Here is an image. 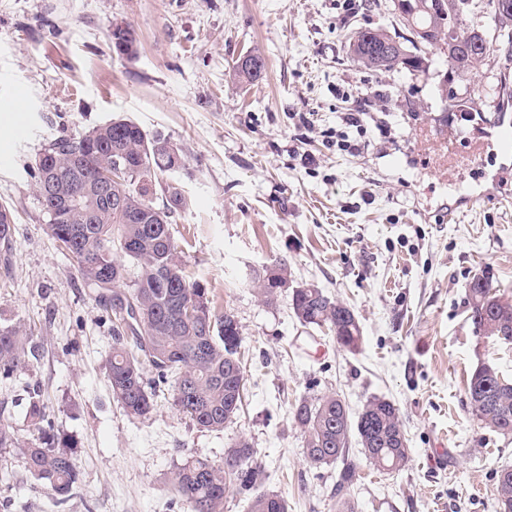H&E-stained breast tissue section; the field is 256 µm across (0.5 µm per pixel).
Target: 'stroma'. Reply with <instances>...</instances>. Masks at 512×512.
Masks as SVG:
<instances>
[{
  "mask_svg": "<svg viewBox=\"0 0 512 512\" xmlns=\"http://www.w3.org/2000/svg\"><path fill=\"white\" fill-rule=\"evenodd\" d=\"M391 0H0V205L11 208L13 276L0 280V327L26 330L28 370L0 376V512H186L170 476L187 459L221 461L244 437L289 512H335L337 465L305 456L291 418L300 400L338 394L357 415L370 399L400 412L410 460L363 466L358 512H494L496 472L512 436L485 427L466 393L484 359L512 374V345L477 337L465 303L473 276L512 298V161L486 143L482 164L444 165L425 132L442 112L437 72H372L349 37L393 25ZM133 31L118 55L113 24ZM266 70L246 81L244 56ZM367 102L364 131L339 113ZM30 126L15 139L9 121ZM164 135L188 198L172 233L210 307L232 312L245 386L223 431L197 428L162 387L154 410L125 412L109 385L112 317L46 230L35 161L57 137L112 120ZM350 147H342L339 130ZM475 195L472 204L461 193ZM277 262L288 285L264 304L254 277ZM321 288L359 320V351L302 326L292 290ZM54 419L53 444L80 477L66 501L26 469L30 391Z\"/></svg>",
  "mask_w": 512,
  "mask_h": 512,
  "instance_id": "35a3bbf8",
  "label": "stroma"
}]
</instances>
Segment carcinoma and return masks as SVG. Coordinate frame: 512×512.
<instances>
[{"label": "carcinoma", "mask_w": 512, "mask_h": 512, "mask_svg": "<svg viewBox=\"0 0 512 512\" xmlns=\"http://www.w3.org/2000/svg\"><path fill=\"white\" fill-rule=\"evenodd\" d=\"M502 0H405L402 13L395 15L408 32L404 36L383 27L360 28L350 38L348 52L353 61L371 71L405 69L422 72L428 64V50L446 57L451 78L440 95L456 99L452 85L471 83L481 67L496 70L498 96L492 108L499 112L509 99V77L496 68L497 52L503 44L512 47V10L500 9ZM98 141L92 153L82 151L86 135L61 136L49 143L44 154L58 171V197L66 196L82 178L112 165V159L128 160V180L113 191L129 196L134 217L125 219L105 203L93 202L96 215L88 223L81 209H74L66 224H49L47 229L61 250L76 263L81 277L99 289L98 302L104 310L128 316L133 345L115 337L109 368L112 395L124 410L145 416L154 408L156 387L172 383V405L198 428L221 431L236 417L243 397L245 375L239 349L226 345L224 325L234 314L219 315L208 304L206 289L188 280L178 245L171 231L167 205L154 203L151 186L171 171V155L160 144V134L148 136L130 120H114L90 131ZM13 225L0 223V268L3 276L12 272L9 258ZM132 239L136 249L126 252L120 244ZM102 260L130 276L127 287L98 284ZM257 294L273 303L276 289L268 275L254 278ZM198 304L207 327L181 317L187 303ZM467 304L476 335L496 338L512 336V300L493 293L485 276L474 277L467 286ZM292 308L305 327L327 330L351 352L362 345L356 316L347 306L333 300L319 288H295ZM28 339L21 327L0 328V374L22 372L28 367ZM155 372V387L146 389L144 366ZM469 403L477 418L494 431L512 435V378L494 364L483 362L467 383ZM27 417L40 434L39 442L24 449L28 471L60 495L68 494L79 480L71 454L48 445L45 428L52 426L47 403L30 402ZM304 435L306 458L313 464L343 461L336 482V512H358L350 489L359 478L360 465L350 455L351 436H357L366 462L379 471L398 472L409 462L408 439L399 409L390 401L373 398L356 419H351L342 399L325 394L304 399L293 410ZM251 443L241 438L224 450L219 463L193 459L175 468L171 483L188 504L189 512H224V498L230 488L250 495L249 512H288V501L263 488L264 469L253 460ZM496 512H512V466L497 474Z\"/></svg>", "instance_id": "obj_1"}]
</instances>
